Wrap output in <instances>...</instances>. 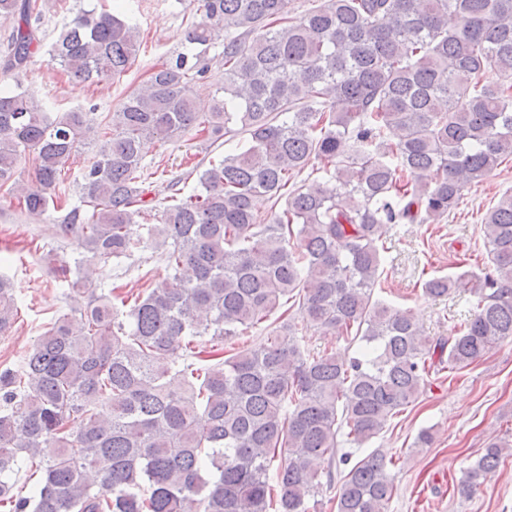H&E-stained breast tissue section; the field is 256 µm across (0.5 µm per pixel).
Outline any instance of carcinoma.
<instances>
[{
	"label": "carcinoma",
	"instance_id": "1",
	"mask_svg": "<svg viewBox=\"0 0 512 512\" xmlns=\"http://www.w3.org/2000/svg\"><path fill=\"white\" fill-rule=\"evenodd\" d=\"M198 11L182 50L98 129L89 112L53 117L29 94L0 89V189L47 212L66 197L67 158L96 133L81 205L61 216V231L88 261L151 248L173 271L131 298L114 283L85 288L75 262L68 286L83 330L58 318L20 369L0 372L9 512H316L339 466L439 372L512 339V190L480 227L493 272L423 283L431 298H475L448 337L374 297L379 228L438 223L512 157V0H320L299 17L286 0H199ZM1 17L14 20L3 68L18 74L40 48L37 0H0ZM219 41L223 95L200 113L191 86ZM139 48L131 20L91 10L65 23L48 53L75 80L103 82L121 78ZM192 131L230 148L193 168L190 193L145 208L144 145ZM28 153L34 181L19 189ZM17 312L0 275V335ZM254 329L267 331L258 348L173 359L190 338L231 345ZM311 329L357 351L316 352ZM511 447L491 437L457 493L471 497ZM35 460L39 483L14 498L11 477ZM396 466L377 451L353 464L334 512H387Z\"/></svg>",
	"mask_w": 512,
	"mask_h": 512
}]
</instances>
